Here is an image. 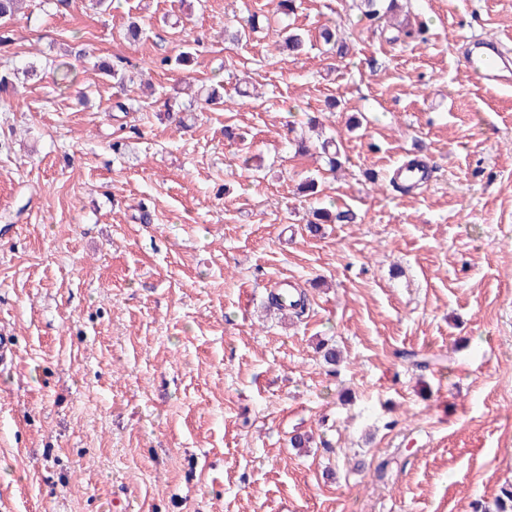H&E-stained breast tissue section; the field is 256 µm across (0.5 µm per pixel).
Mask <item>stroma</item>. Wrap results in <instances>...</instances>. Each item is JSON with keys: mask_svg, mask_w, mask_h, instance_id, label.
Returning <instances> with one entry per match:
<instances>
[{"mask_svg": "<svg viewBox=\"0 0 512 512\" xmlns=\"http://www.w3.org/2000/svg\"><path fill=\"white\" fill-rule=\"evenodd\" d=\"M398 4L425 41L361 0H297L287 19L276 0H28L7 23L0 512H496L512 490V88L478 85L461 52L512 39V0ZM252 14L256 32L225 40ZM287 22L307 40L295 57ZM330 23L348 54L320 39ZM186 44L189 67L158 66ZM217 83L225 105L191 103ZM313 117L337 173L290 145ZM412 159L429 181L392 187ZM319 202L357 223L310 234ZM281 278L307 292L302 318L267 310Z\"/></svg>", "mask_w": 512, "mask_h": 512, "instance_id": "stroma-1", "label": "stroma"}]
</instances>
